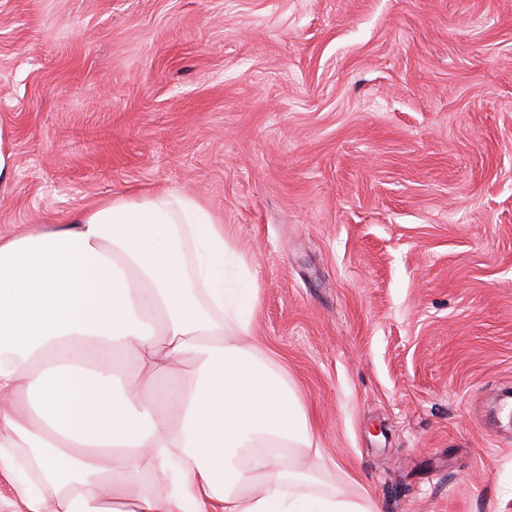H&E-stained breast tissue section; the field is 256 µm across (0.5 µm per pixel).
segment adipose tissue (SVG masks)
<instances>
[{
    "mask_svg": "<svg viewBox=\"0 0 512 512\" xmlns=\"http://www.w3.org/2000/svg\"><path fill=\"white\" fill-rule=\"evenodd\" d=\"M223 222L170 190L0 236V472L27 512H374L312 490L314 428L285 374L246 341L259 305ZM166 395L115 386V366ZM167 481L138 492L143 472ZM191 369V362L189 360H185L180 363L179 371L176 373L170 374L165 380L156 382L146 390V392L153 393L158 399L159 402L157 404V418L161 421H164L167 424H175L176 418L168 411L166 405L160 399L164 394V391L173 387L185 374H187Z\"/></svg>",
    "mask_w": 512,
    "mask_h": 512,
    "instance_id": "ef3b65f1",
    "label": "adipose tissue"
}]
</instances>
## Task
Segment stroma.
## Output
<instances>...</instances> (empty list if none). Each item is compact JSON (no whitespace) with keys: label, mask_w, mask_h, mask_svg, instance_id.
Returning <instances> with one entry per match:
<instances>
[{"label":"stroma","mask_w":512,"mask_h":512,"mask_svg":"<svg viewBox=\"0 0 512 512\" xmlns=\"http://www.w3.org/2000/svg\"><path fill=\"white\" fill-rule=\"evenodd\" d=\"M0 136V235L222 219L322 489L512 512V0H0Z\"/></svg>","instance_id":"35a3bbf8"}]
</instances>
